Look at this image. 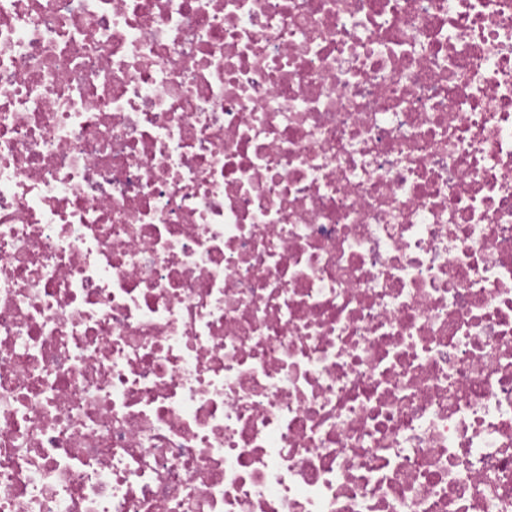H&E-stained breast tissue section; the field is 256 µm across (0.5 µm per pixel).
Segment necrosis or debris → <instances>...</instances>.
Wrapping results in <instances>:
<instances>
[{
	"mask_svg": "<svg viewBox=\"0 0 512 512\" xmlns=\"http://www.w3.org/2000/svg\"><path fill=\"white\" fill-rule=\"evenodd\" d=\"M0 512H512V0H0Z\"/></svg>",
	"mask_w": 512,
	"mask_h": 512,
	"instance_id": "obj_1",
	"label": "necrosis or debris"
}]
</instances>
